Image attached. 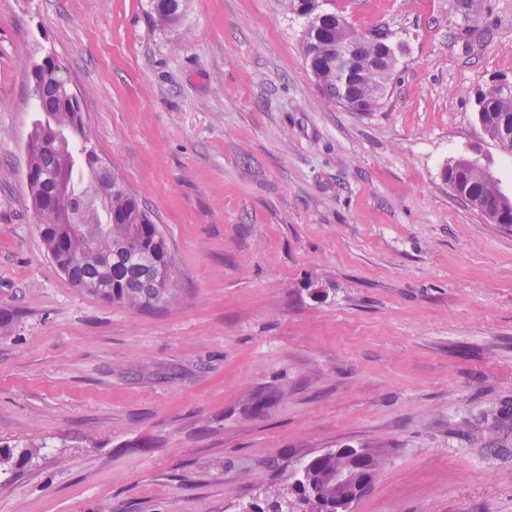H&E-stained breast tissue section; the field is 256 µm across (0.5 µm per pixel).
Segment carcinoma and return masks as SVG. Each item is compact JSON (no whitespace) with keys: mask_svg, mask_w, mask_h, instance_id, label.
Returning <instances> with one entry per match:
<instances>
[{"mask_svg":"<svg viewBox=\"0 0 512 512\" xmlns=\"http://www.w3.org/2000/svg\"><path fill=\"white\" fill-rule=\"evenodd\" d=\"M285 10H289L314 23L313 35H302V51H311L317 59V69L313 75L323 96L331 103H344L347 97L345 89L336 82V76L328 68L327 62L336 48L338 41H362L370 52L378 51L385 43L380 33L363 34L349 25L336 27V13L322 10V0H280ZM163 0H150L151 16L160 27L171 26L181 19V4L175 3L170 10L162 8ZM40 78L47 87V95L36 100L37 110L47 116L64 112L66 102L57 94L60 74L49 71L41 72ZM380 77L367 68H360L352 94L361 102V111L373 112L381 104V98L375 93V86ZM479 123L485 135L498 140L503 127L512 126V95L502 96L490 90L478 96ZM90 141V132L86 131L81 108L72 110L70 129L62 138L64 151L71 155L77 151L86 152ZM32 162L39 170L50 176L46 184V194L55 196L57 186H62L65 193L56 196V209L42 218L45 224H76L84 220L87 209L94 205L96 183L107 178V173L96 168L79 170L74 164L61 158V155L49 151L35 154ZM449 187L460 196L474 199L480 204V211L495 212L501 204L500 187L487 171L475 164H466L457 159L449 163L444 170ZM92 220L96 224H112V233L132 237L131 247L112 254V266L103 271L95 265L96 258L88 257L83 267L76 269L70 278L74 287L79 288L84 281L105 279L111 283L109 293L103 299L121 307L147 308L149 289L145 280L150 278V270L142 264L141 254L150 250L155 252L159 263L166 260L168 249L159 225L147 212L138 197L125 185L117 173H112V200L109 208L93 211ZM42 239L48 251L55 258L68 257L60 239L54 233H42ZM300 482H312L314 492L321 501L327 498L326 480L319 467L309 466L297 475ZM295 488L275 489L264 495L265 505L253 503L252 512H278L272 500L287 498Z\"/></svg>","mask_w":512,"mask_h":512,"instance_id":"cac0c4a2","label":"carcinoma"}]
</instances>
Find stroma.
Returning <instances> with one entry per match:
<instances>
[{"label": "stroma", "instance_id": "stroma-1", "mask_svg": "<svg viewBox=\"0 0 512 512\" xmlns=\"http://www.w3.org/2000/svg\"><path fill=\"white\" fill-rule=\"evenodd\" d=\"M396 51L380 108L322 97L279 0H0V512H241L300 462L379 452L352 512H512V227L444 169L512 154V0H331ZM154 216L174 295L75 288L25 180L30 65ZM37 448L24 460L26 448ZM179 2H182L178 0ZM163 0H151V16L157 26L167 27L171 26L180 21L182 15V4L179 2L175 3V7L171 10H164L162 8ZM490 90L479 94L477 105L478 119L482 131L489 138L498 141L502 128L512 126V95L502 96L501 94H510L511 86H492ZM481 113V117L479 115Z\"/></svg>", "mask_w": 512, "mask_h": 512}]
</instances>
